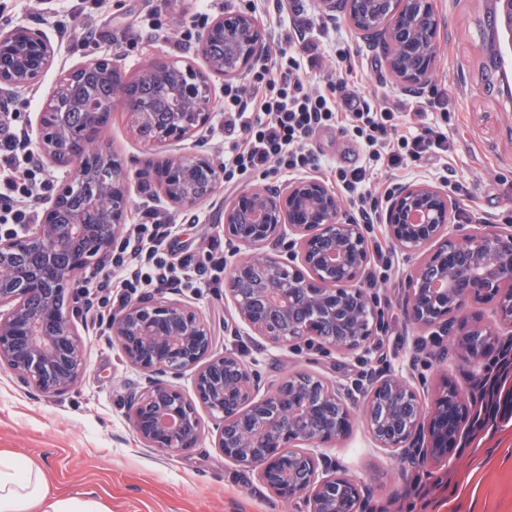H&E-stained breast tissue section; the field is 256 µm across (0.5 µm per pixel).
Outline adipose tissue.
Instances as JSON below:
<instances>
[{"mask_svg":"<svg viewBox=\"0 0 512 512\" xmlns=\"http://www.w3.org/2000/svg\"><path fill=\"white\" fill-rule=\"evenodd\" d=\"M0 512H108L94 493L52 494L45 470L23 456L0 451Z\"/></svg>","mask_w":512,"mask_h":512,"instance_id":"obj_1","label":"adipose tissue"}]
</instances>
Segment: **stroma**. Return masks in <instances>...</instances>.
I'll return each mask as SVG.
<instances>
[{
	"label": "stroma",
	"instance_id": "stroma-1",
	"mask_svg": "<svg viewBox=\"0 0 512 512\" xmlns=\"http://www.w3.org/2000/svg\"><path fill=\"white\" fill-rule=\"evenodd\" d=\"M297 7L302 18L315 22L311 37L327 68H334L337 50H346L361 70L365 93L390 105L403 99L380 49L361 40L341 15L325 10L319 0H298ZM154 9L161 14L163 31L138 28L139 15ZM485 9L486 0L443 4L446 25L431 85L447 89L451 96V153L447 164L433 159L412 170L413 178L432 180L440 167H447L449 181L463 183L475 195L476 207H459L451 214L448 232L457 237L489 226L512 227V102L487 93L480 79L485 56L476 21ZM214 11L254 13L272 56L292 30L291 24L277 23V0H227L226 6H215ZM203 21L194 0H179L174 8L163 0H102L93 14L80 0H0V28L41 29L58 48L57 60L41 86L21 92L5 112L19 132L35 133L36 116L60 71L96 58L119 55L129 79L155 63L190 65L207 73L214 91L217 117L203 149L216 164H223L220 116L225 77L209 70L196 42H177L181 30L200 29ZM100 143L122 163L129 192L128 222L139 221L145 211L172 218L180 232L166 249L171 261H187L197 272L210 269L207 240L224 234V202L231 190L219 189L186 212L158 191L141 188L137 178L145 165L158 166L194 152V140L146 150L117 109L102 128ZM311 143L317 154L338 166L351 168L363 158L359 143L333 127L317 132ZM392 258L387 280L373 290L381 319L380 344L345 356L303 345L278 348L252 334L231 336L227 327L235 313L225 299L224 286L199 291L163 286L158 293L196 307L214 330V354L240 355L261 374L263 390L275 389L287 375L304 371L344 384L358 403L363 399L359 382L374 368L381 373H412L414 386L428 392L450 384L469 410L477 411L475 386L486 371L458 360L452 344L476 321L492 320L493 303L468 302L449 315L443 330L416 326L405 314V291L414 262L398 251ZM108 270L109 258L101 256L96 267L82 274L83 290L70 307L86 361L75 387L47 398L20 387L9 370L0 367V450L41 466L58 494L96 492L109 512H297L294 504L279 501L263 488L254 471L225 459L214 448L209 413L201 415L204 436L196 448L169 456L138 442L124 404L131 392L143 387L144 379L125 362L107 327L93 324L85 294L86 287L104 282ZM322 451L362 482L363 512H512V423L475 432L470 422H463L444 466L390 456L376 447L358 417L350 421L345 437L325 444Z\"/></svg>",
	"mask_w": 512,
	"mask_h": 512
}]
</instances>
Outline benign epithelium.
Returning <instances> with one entry per match:
<instances>
[{
    "label": "benign epithelium",
    "mask_w": 512,
    "mask_h": 512,
    "mask_svg": "<svg viewBox=\"0 0 512 512\" xmlns=\"http://www.w3.org/2000/svg\"><path fill=\"white\" fill-rule=\"evenodd\" d=\"M329 11L348 20L367 43L380 48L387 71L403 92L418 95L428 88L435 69L445 14L438 0H321ZM233 18L244 25L247 55L237 71L266 53L262 28L250 12ZM216 16L198 37L201 54L211 37L224 28ZM56 48L40 29L18 26L0 30V103L19 92L36 89L55 63ZM105 67L103 76L121 75L113 55L60 72L70 81ZM186 112L162 130L150 147L187 140L212 126L213 91L207 100L194 92L196 69H179ZM119 108L137 121L151 119L147 103L123 94L102 103L95 98L77 107L74 125L55 121L47 107L37 117L36 160L69 167L42 210L39 223L21 234L0 235V365L17 382L54 396L67 392L85 369L83 344L69 317L78 275L96 264L98 255L122 249V229L129 198L123 170L95 149L103 110ZM209 168L211 182L202 196L186 193L198 168ZM223 169L205 155L168 162L158 188L176 208L190 209L214 195ZM455 202L444 185L426 180L403 184L388 201L384 233L392 245L419 261L412 269L406 296L410 322L420 327L448 321L468 300L496 302L501 323L512 329L504 302L512 306V230L448 235ZM224 233L236 248L275 246L279 255L237 259L225 277L238 323L276 346L317 341L339 355L368 343L379 328L375 301L360 280L366 273L369 244L360 225L346 214L335 187L316 176L296 178L280 186L250 185L224 201ZM300 263L306 273L293 269ZM113 340L125 360L144 377L145 386L127 401L126 417L143 447L161 454L195 448L201 441L198 408L214 420V447L224 458L256 471L258 481L282 501L297 499L309 512H357L359 484L345 472L321 463L317 447L344 435V427L360 411L376 445L407 460L448 456V397L439 391L430 403L411 377L387 374L371 383L358 407L335 383L314 377L303 395L293 385L298 374L285 377L276 389L259 395L261 378L235 355L212 353L211 326L195 308L161 301L143 292L112 314ZM490 323L479 322L455 344L457 357L473 367L481 355L473 336H496ZM194 371V396L176 384ZM390 410L383 427L374 409Z\"/></svg>",
    "instance_id": "1"
}]
</instances>
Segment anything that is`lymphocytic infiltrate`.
I'll use <instances>...</instances> for the list:
<instances>
[{
    "label": "lymphocytic infiltrate",
    "instance_id": "1",
    "mask_svg": "<svg viewBox=\"0 0 512 512\" xmlns=\"http://www.w3.org/2000/svg\"><path fill=\"white\" fill-rule=\"evenodd\" d=\"M306 30L296 25L287 37L295 53L260 64L248 86H225L224 184L233 187L239 176L255 171L281 178L318 169L333 178L357 221L370 227L379 223L378 202L392 192L402 171L423 159L447 158L450 98L441 91L409 106L377 104L362 92L347 54H338L333 76L324 75ZM408 109L416 124L399 122V113ZM326 127L363 143L362 165L339 168L314 153L310 140ZM20 141V134L0 122V223L15 227L34 221L35 205L47 188L32 150L20 148ZM173 231L169 219L157 214L133 225L125 250L134 264L116 259L106 284L133 289L176 282L203 288L204 280L189 268H175L161 257Z\"/></svg>",
    "mask_w": 512,
    "mask_h": 512
}]
</instances>
